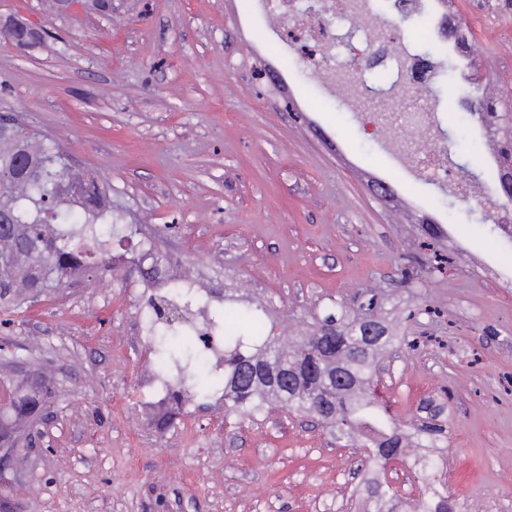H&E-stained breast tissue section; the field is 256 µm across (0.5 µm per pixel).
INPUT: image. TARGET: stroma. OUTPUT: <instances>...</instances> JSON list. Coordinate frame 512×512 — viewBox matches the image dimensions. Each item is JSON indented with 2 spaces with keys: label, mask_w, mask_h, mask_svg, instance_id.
<instances>
[{
  "label": "stroma",
  "mask_w": 512,
  "mask_h": 512,
  "mask_svg": "<svg viewBox=\"0 0 512 512\" xmlns=\"http://www.w3.org/2000/svg\"><path fill=\"white\" fill-rule=\"evenodd\" d=\"M365 23L434 66L431 133L419 151L448 152L432 176L408 152L385 104L321 79L296 33L265 0H110L49 10L0 0V16L44 29L23 49L0 37V122L53 139L100 176L114 236L109 273L42 296L0 327L11 368L54 389L37 427L16 512H377L355 448L315 417L270 408L226 414L221 390L158 431L140 396L155 356L140 333L153 259L188 268L203 298L259 302L277 332L379 299L378 316L407 343L376 387L402 425L439 411V455L459 512H512V238L478 207L498 196L481 177L455 195L471 151L498 162L511 121L483 125L462 99L512 107V0H422L400 21L368 0ZM474 51L427 37L442 15ZM391 186L383 200L376 182ZM455 254L405 279L427 253L422 217Z\"/></svg>",
  "instance_id": "stroma-1"
}]
</instances>
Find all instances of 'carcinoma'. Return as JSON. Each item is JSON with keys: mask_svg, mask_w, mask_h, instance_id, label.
Wrapping results in <instances>:
<instances>
[{"mask_svg": "<svg viewBox=\"0 0 512 512\" xmlns=\"http://www.w3.org/2000/svg\"><path fill=\"white\" fill-rule=\"evenodd\" d=\"M0 137V313L16 312L32 297L71 281L73 265L82 260V275L92 278L112 268L105 240L87 232L89 224H110L107 194L92 172L66 163L44 139L12 124ZM259 304L224 305L209 319L224 329V367L211 370L213 384L224 388V406L251 417L273 401L290 411L316 415L338 440L361 448L368 463L386 468L406 457L408 439L389 409L371 393L379 351L405 339L387 335L385 327L365 335L363 321L322 319L309 334L282 345L275 326ZM201 337L189 327L152 319V343L159 372L179 370L170 399L199 397L197 352ZM12 408L0 413V429L15 434L33 426L29 406L51 393L49 384L27 376L8 381ZM446 432L434 413L416 427V437L434 447ZM420 496L413 512H456V503L440 475V464L424 460L419 468ZM374 494L403 512V502L388 484Z\"/></svg>", "mask_w": 512, "mask_h": 512, "instance_id": "obj_1", "label": "carcinoma"}]
</instances>
